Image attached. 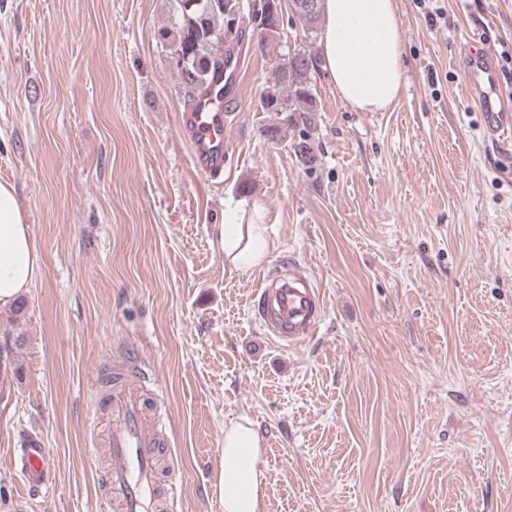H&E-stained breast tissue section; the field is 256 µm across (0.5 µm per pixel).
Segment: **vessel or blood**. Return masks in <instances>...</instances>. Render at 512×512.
I'll return each mask as SVG.
<instances>
[{
  "mask_svg": "<svg viewBox=\"0 0 512 512\" xmlns=\"http://www.w3.org/2000/svg\"><path fill=\"white\" fill-rule=\"evenodd\" d=\"M463 59L470 98L482 114L484 137L499 145L512 143V98L500 91L491 51L472 39L463 45ZM236 91L237 71L231 68L224 73L223 96H207L199 110L178 115V127L192 146L193 163L205 179H217L224 171L226 102ZM258 281L253 314L270 340L288 346L316 335L324 319L325 300L310 274L292 263L283 274L259 271ZM104 372L114 379L103 436L110 454L105 505L109 512H155L163 477L160 450L167 442L166 406L147 408L148 373L123 365L106 366ZM17 455L29 489L48 488L51 462L42 440L23 434Z\"/></svg>",
  "mask_w": 512,
  "mask_h": 512,
  "instance_id": "b4317fda",
  "label": "vessel or blood"
}]
</instances>
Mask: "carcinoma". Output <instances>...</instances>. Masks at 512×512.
Returning <instances> with one entry per match:
<instances>
[{
  "instance_id": "carcinoma-1",
  "label": "carcinoma",
  "mask_w": 512,
  "mask_h": 512,
  "mask_svg": "<svg viewBox=\"0 0 512 512\" xmlns=\"http://www.w3.org/2000/svg\"><path fill=\"white\" fill-rule=\"evenodd\" d=\"M167 24L153 30V37L167 53L182 94L185 108L194 110L202 98L223 91L224 68L231 41L243 40L242 28L234 23L243 15L251 18L252 28L265 35L260 48L277 45L280 26L256 10V0H173ZM317 55L305 49H286L278 56L273 78L263 89L259 104L264 112L276 115L266 128L268 138L284 141L288 123L301 120L311 125L309 112L317 111L313 78L317 73Z\"/></svg>"
}]
</instances>
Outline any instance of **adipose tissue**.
Wrapping results in <instances>:
<instances>
[{
    "instance_id": "obj_1",
    "label": "adipose tissue",
    "mask_w": 512,
    "mask_h": 512,
    "mask_svg": "<svg viewBox=\"0 0 512 512\" xmlns=\"http://www.w3.org/2000/svg\"><path fill=\"white\" fill-rule=\"evenodd\" d=\"M318 67L351 108L381 111L404 83L401 21L396 0H322ZM225 263L245 272L267 260L275 244L259 224H228L220 232ZM38 257L11 184L0 182V309L31 287ZM263 441L248 417L224 428L218 492L224 512H260Z\"/></svg>"
}]
</instances>
